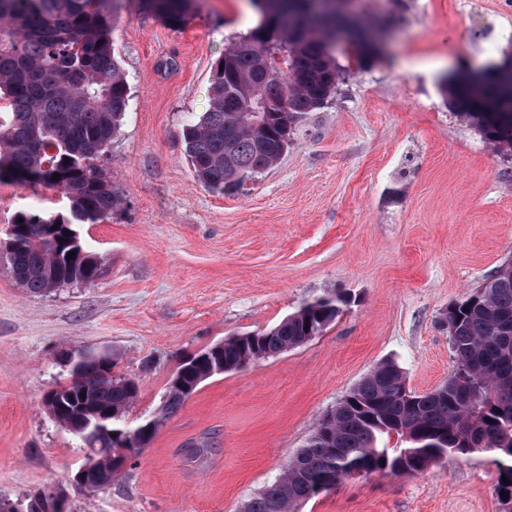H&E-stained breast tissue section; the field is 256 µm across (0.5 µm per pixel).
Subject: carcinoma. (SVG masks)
I'll return each instance as SVG.
<instances>
[{
    "label": "carcinoma",
    "instance_id": "1",
    "mask_svg": "<svg viewBox=\"0 0 512 512\" xmlns=\"http://www.w3.org/2000/svg\"><path fill=\"white\" fill-rule=\"evenodd\" d=\"M260 15L251 32L233 42L210 76L209 110L182 129L195 177L206 188L230 193L257 169L283 155L288 125L323 106L341 78L336 43L350 32L330 0H250ZM167 21L181 22L189 0H145ZM121 0H0V182L46 183L69 202L68 215L16 213L10 268L32 294L55 279L90 283L104 274L103 259L67 258L78 224L112 214L121 196L112 173L98 163L121 128L128 85L112 46V20ZM282 68L265 70L266 57ZM261 88L275 115L263 122L245 92ZM449 108L467 118L498 152L512 153V112H481L456 83L443 82ZM484 95L512 106V76L484 88ZM60 178H53V174ZM468 296L448 306L453 367L438 388L405 391L406 375L393 360L369 371L336 404L333 423H316L307 442L280 477L245 504L244 512H299L321 493L327 474L341 481L362 470L420 473L450 454L492 452L496 491L512 499V262L503 264ZM352 298L315 297L254 338L224 342L212 360L192 366L189 382L209 373L238 371L252 361L298 347L332 323ZM109 352L85 355L70 370L73 383L46 402L56 421L83 441L96 460L82 493L112 484L108 471L126 457L130 435L154 437L158 422L176 414L187 396L167 388L159 416L131 427L124 417L135 401L134 381L111 377ZM494 423H489V420ZM396 444L388 446L391 439Z\"/></svg>",
    "mask_w": 512,
    "mask_h": 512
}]
</instances>
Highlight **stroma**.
Returning <instances> with one entry per match:
<instances>
[{"label":"stroma","instance_id":"35a3bbf8","mask_svg":"<svg viewBox=\"0 0 512 512\" xmlns=\"http://www.w3.org/2000/svg\"><path fill=\"white\" fill-rule=\"evenodd\" d=\"M247 0H193L173 25L124 0L112 43L130 100L106 164L121 205L81 224L104 275L42 295L0 269V499L54 491L67 512H243L321 415L391 359L413 391L452 370L441 315L512 261V157L452 112L442 77L512 54V0H336L382 26L383 55L345 72L293 128L275 167L220 194L195 177L183 125L209 107L212 67L257 14ZM56 192L0 183V239L16 212L66 213ZM353 302L301 346L203 382L111 486L77 492L86 450L46 395L68 384L60 351H109L137 381L129 423L157 416L179 359L273 328L309 298ZM208 437L202 463L187 443ZM489 453L411 474L348 478L300 512H503Z\"/></svg>","mask_w":512,"mask_h":512}]
</instances>
